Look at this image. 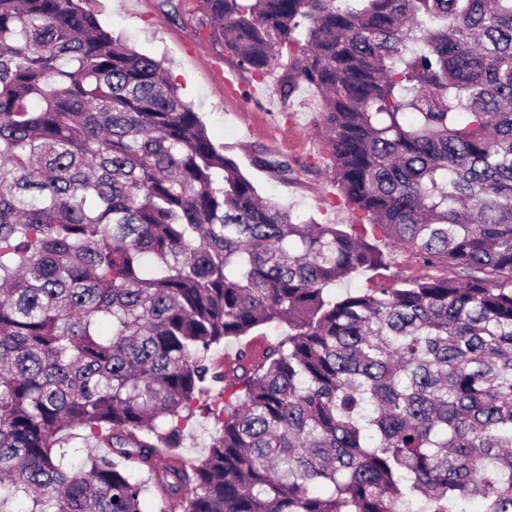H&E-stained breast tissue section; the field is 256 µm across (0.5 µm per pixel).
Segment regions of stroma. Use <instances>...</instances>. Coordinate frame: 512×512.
<instances>
[{
	"mask_svg": "<svg viewBox=\"0 0 512 512\" xmlns=\"http://www.w3.org/2000/svg\"><path fill=\"white\" fill-rule=\"evenodd\" d=\"M198 0H181L180 17L167 18L159 0H95L103 27L122 36L136 51L161 60L182 99L197 112L212 143L233 159L262 197L289 208L304 221L348 224L349 211L332 205V182L315 120L320 92L299 84L285 94L275 82L259 83L239 74L226 92L220 71H232L220 44L195 32ZM288 162L292 179H281L261 166L264 158ZM416 257L396 251L388 267L352 275L353 288L380 287L426 274Z\"/></svg>",
	"mask_w": 512,
	"mask_h": 512,
	"instance_id": "35a3bbf8",
	"label": "stroma"
}]
</instances>
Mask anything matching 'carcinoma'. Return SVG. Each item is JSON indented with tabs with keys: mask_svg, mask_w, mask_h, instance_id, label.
Instances as JSON below:
<instances>
[{
	"mask_svg": "<svg viewBox=\"0 0 512 512\" xmlns=\"http://www.w3.org/2000/svg\"><path fill=\"white\" fill-rule=\"evenodd\" d=\"M90 2L0 0V512H144L142 470L157 512H512V0H200L224 59L322 94L345 230ZM378 237L448 274L328 294ZM198 409L207 454L158 465ZM287 331L288 328L284 325L277 326L272 324L257 327L251 331L248 336L224 341V345L220 346L216 357L218 359L220 358L221 361L229 359L234 356L240 346L244 345H250L253 349L259 348L262 352L267 345L275 343L279 339V336H282Z\"/></svg>",
	"mask_w": 512,
	"mask_h": 512,
	"instance_id": "cac0c4a2",
	"label": "carcinoma"
}]
</instances>
